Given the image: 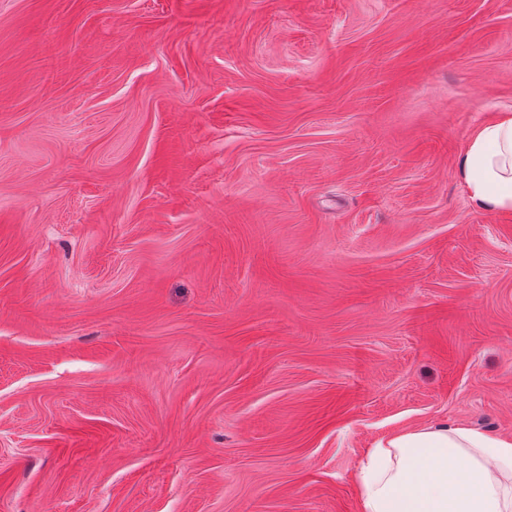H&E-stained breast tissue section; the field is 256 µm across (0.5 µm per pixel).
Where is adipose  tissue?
Listing matches in <instances>:
<instances>
[{
	"label": "adipose tissue",
	"instance_id": "adipose-tissue-1",
	"mask_svg": "<svg viewBox=\"0 0 512 512\" xmlns=\"http://www.w3.org/2000/svg\"><path fill=\"white\" fill-rule=\"evenodd\" d=\"M475 208L512 214V111L474 125L458 161ZM361 512H512V437L420 425L375 442L357 473Z\"/></svg>",
	"mask_w": 512,
	"mask_h": 512
}]
</instances>
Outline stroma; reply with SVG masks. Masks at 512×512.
Wrapping results in <instances>:
<instances>
[{"label": "stroma", "mask_w": 512, "mask_h": 512, "mask_svg": "<svg viewBox=\"0 0 512 512\" xmlns=\"http://www.w3.org/2000/svg\"><path fill=\"white\" fill-rule=\"evenodd\" d=\"M512 0H0V512H359L512 436ZM458 171L472 206L512 214V111L494 112L476 122ZM361 512H512V437L420 425L375 442L357 473Z\"/></svg>", "instance_id": "obj_1"}]
</instances>
